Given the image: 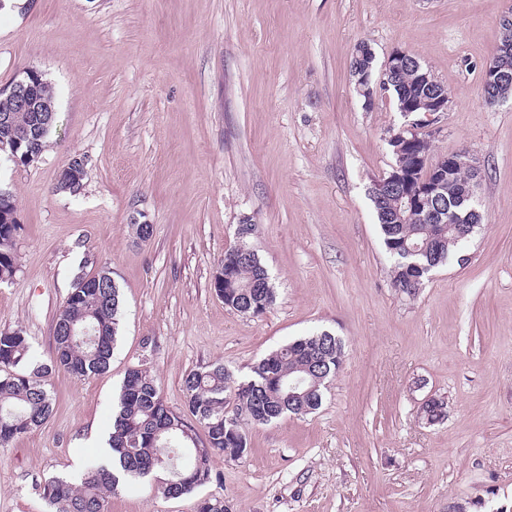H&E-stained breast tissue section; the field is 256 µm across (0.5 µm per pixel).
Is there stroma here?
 Here are the masks:
<instances>
[{
	"instance_id": "35a3bbf8",
	"label": "stroma",
	"mask_w": 512,
	"mask_h": 512,
	"mask_svg": "<svg viewBox=\"0 0 512 512\" xmlns=\"http://www.w3.org/2000/svg\"><path fill=\"white\" fill-rule=\"evenodd\" d=\"M512 0H0V87L29 69L55 95L57 123L27 166L0 161L23 226L19 271L0 285V332L48 358L74 280L110 271L123 316L112 360L87 380L55 373L53 413L0 447V512H47L37 489L103 452L128 369L146 362L171 409L183 380L213 364L242 377L288 342L330 332L341 369L321 407L248 426L239 459L172 499L158 471L108 512H512V97L483 101L481 72ZM396 48L448 89L430 121L432 155L478 157L484 219L416 296L392 284L371 200L407 119L392 93L373 107L350 61ZM77 193L59 190L73 155ZM276 289L258 316L213 287L237 228ZM152 225L140 240L136 224ZM445 398L435 425L419 415Z\"/></svg>"
}]
</instances>
